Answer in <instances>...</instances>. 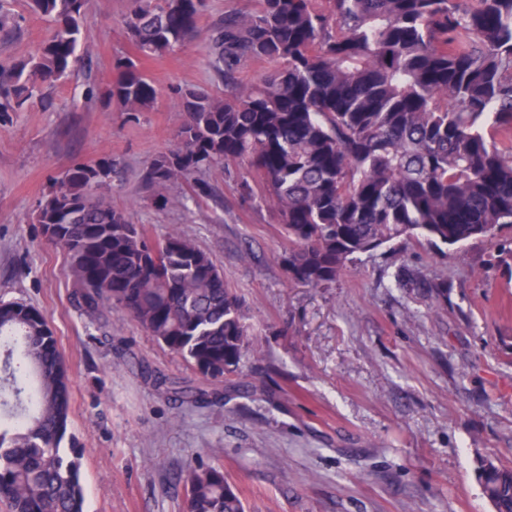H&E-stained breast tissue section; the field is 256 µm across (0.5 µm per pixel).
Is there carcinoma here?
I'll return each instance as SVG.
<instances>
[{
	"instance_id": "carcinoma-1",
	"label": "carcinoma",
	"mask_w": 512,
	"mask_h": 512,
	"mask_svg": "<svg viewBox=\"0 0 512 512\" xmlns=\"http://www.w3.org/2000/svg\"><path fill=\"white\" fill-rule=\"evenodd\" d=\"M50 24L30 57L0 67V114L32 103L74 71L86 0H28ZM207 0H130L124 17L139 58L199 36ZM224 95L180 90L176 146L145 179L163 186L202 169L245 168L239 188L275 207L291 280L328 285L358 256L393 242L459 246L512 224V0H233L205 36ZM268 64L244 78L245 63ZM107 107H151L157 89L135 59L111 65ZM112 157L53 178L37 222L70 254L73 302L90 318L132 316L205 379L240 375L261 355L240 297L191 240L150 241L96 190ZM157 384L192 399L163 377ZM67 368L47 317L0 301V499L12 512H85L79 457L62 446ZM494 512H512V467L483 459ZM186 512H245L221 466H189Z\"/></svg>"
}]
</instances>
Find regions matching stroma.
Listing matches in <instances>:
<instances>
[{
    "label": "stroma",
    "mask_w": 512,
    "mask_h": 512,
    "mask_svg": "<svg viewBox=\"0 0 512 512\" xmlns=\"http://www.w3.org/2000/svg\"><path fill=\"white\" fill-rule=\"evenodd\" d=\"M19 32L0 35V65L39 47L46 23L25 0ZM128 0H88L82 45L98 62L52 91L45 110L0 114V300L46 314L68 366L67 441L81 455L86 512H184L188 465H220L246 512H493L478 480L488 458L512 467V245L408 241L359 256L327 288L290 281L278 212L244 199L240 169L204 170L211 187L155 188L144 176L185 119L180 89L222 93L202 40L143 60L158 95L147 110L88 102L117 56H136ZM111 156L99 193L157 241L170 232L210 254L241 297L263 357L244 374L206 380L129 315L99 325L72 302L64 249L37 222L51 179L73 160ZM167 206L154 203L156 195ZM443 278L436 304L424 281ZM211 391L196 407L156 376Z\"/></svg>",
    "instance_id": "stroma-1"
}]
</instances>
